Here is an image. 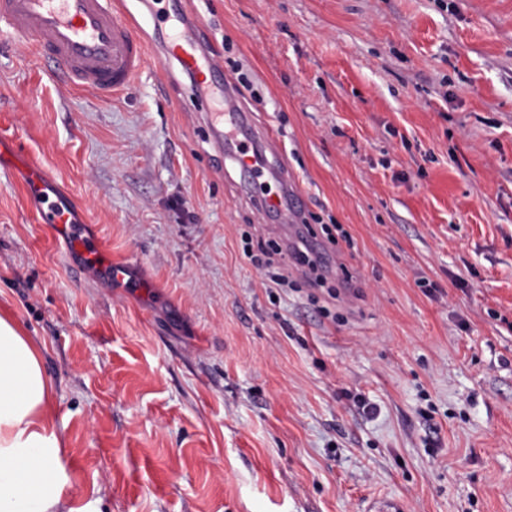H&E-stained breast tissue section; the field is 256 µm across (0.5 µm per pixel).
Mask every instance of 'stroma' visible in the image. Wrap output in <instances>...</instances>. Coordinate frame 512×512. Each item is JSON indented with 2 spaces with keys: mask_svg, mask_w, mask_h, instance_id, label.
I'll list each match as a JSON object with an SVG mask.
<instances>
[{
  "mask_svg": "<svg viewBox=\"0 0 512 512\" xmlns=\"http://www.w3.org/2000/svg\"><path fill=\"white\" fill-rule=\"evenodd\" d=\"M312 228L325 290L271 288L275 233L186 77L105 101L0 37V150L126 269L103 284L0 167V312L38 344L81 512H512V0H184ZM7 163L26 171L28 176L26 187L31 195L34 196L44 193L45 181L49 179V175L31 163L21 150L17 151V153L13 155V159L7 161ZM245 255L259 268L262 269L267 280L278 288L288 287L290 276L288 275V263L283 249L274 242L266 243L260 238L256 241L258 253H254L253 237L249 233L242 235Z\"/></svg>",
  "mask_w": 512,
  "mask_h": 512,
  "instance_id": "35a3bbf8",
  "label": "stroma"
}]
</instances>
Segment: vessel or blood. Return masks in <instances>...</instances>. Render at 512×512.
Segmentation results:
<instances>
[{
  "instance_id": "vessel-or-blood-1",
  "label": "vessel or blood",
  "mask_w": 512,
  "mask_h": 512,
  "mask_svg": "<svg viewBox=\"0 0 512 512\" xmlns=\"http://www.w3.org/2000/svg\"><path fill=\"white\" fill-rule=\"evenodd\" d=\"M118 2L0 0V35L26 41L32 56L48 65L52 73L105 100L125 91L149 56L176 66L190 79L195 99L220 103V110L209 113V121L223 128L224 154L235 160L263 214L283 226L302 223L304 205L296 183L284 169L271 174L266 171L265 157L276 152V138L256 127L251 113L239 105L233 86L216 82L222 65L211 52L199 21L182 8L181 0H171L170 9L153 12L154 36L147 39L118 9ZM11 164L26 171L30 194H42L47 173L20 152L14 154ZM270 179L277 183V191L268 190ZM37 221L65 236L81 259L103 264L99 242L84 236L61 204L41 208ZM103 266L107 278H122L123 268Z\"/></svg>"
}]
</instances>
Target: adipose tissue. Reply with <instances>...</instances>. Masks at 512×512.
Returning <instances> with one entry per match:
<instances>
[{
    "mask_svg": "<svg viewBox=\"0 0 512 512\" xmlns=\"http://www.w3.org/2000/svg\"><path fill=\"white\" fill-rule=\"evenodd\" d=\"M61 450L39 349L0 313V512H77Z\"/></svg>",
    "mask_w": 512,
    "mask_h": 512,
    "instance_id": "obj_1",
    "label": "adipose tissue"
}]
</instances>
